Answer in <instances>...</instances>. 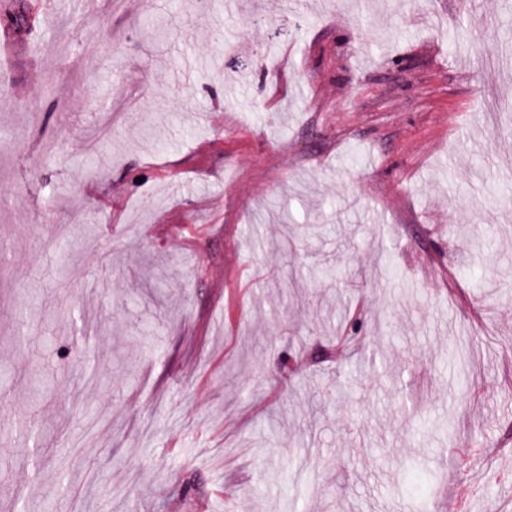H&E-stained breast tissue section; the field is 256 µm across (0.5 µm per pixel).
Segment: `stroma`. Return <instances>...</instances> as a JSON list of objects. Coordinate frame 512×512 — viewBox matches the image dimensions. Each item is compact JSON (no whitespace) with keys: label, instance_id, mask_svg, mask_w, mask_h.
<instances>
[{"label":"stroma","instance_id":"stroma-1","mask_svg":"<svg viewBox=\"0 0 512 512\" xmlns=\"http://www.w3.org/2000/svg\"><path fill=\"white\" fill-rule=\"evenodd\" d=\"M20 3L0 512H512V0Z\"/></svg>","mask_w":512,"mask_h":512}]
</instances>
